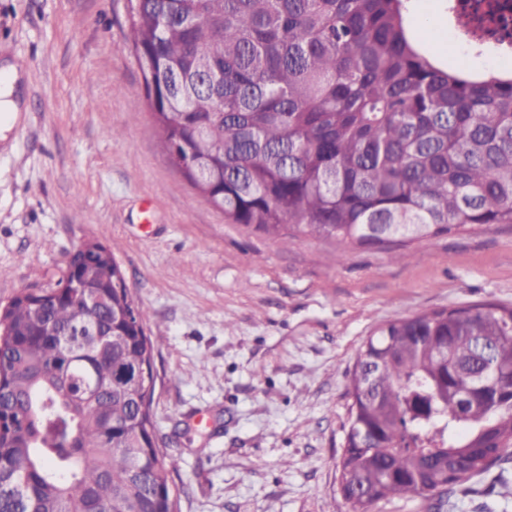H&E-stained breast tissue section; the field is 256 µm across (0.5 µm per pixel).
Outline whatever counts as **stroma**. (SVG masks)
I'll list each match as a JSON object with an SVG mask.
<instances>
[{"mask_svg":"<svg viewBox=\"0 0 512 512\" xmlns=\"http://www.w3.org/2000/svg\"><path fill=\"white\" fill-rule=\"evenodd\" d=\"M415 11L449 65H512L459 41L445 0ZM16 53L32 69L0 138V308L103 243L156 344L152 413L180 512H350L340 460L364 341L418 312L512 307V224L361 245L232 223L162 149L128 0H0V65ZM504 482L512 456L453 512H512Z\"/></svg>","mask_w":512,"mask_h":512,"instance_id":"obj_1","label":"stroma"}]
</instances>
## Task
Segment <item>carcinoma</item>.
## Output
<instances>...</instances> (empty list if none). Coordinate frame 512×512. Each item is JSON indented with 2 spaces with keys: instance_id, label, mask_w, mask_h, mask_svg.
Here are the masks:
<instances>
[{
  "instance_id": "carcinoma-1",
  "label": "carcinoma",
  "mask_w": 512,
  "mask_h": 512,
  "mask_svg": "<svg viewBox=\"0 0 512 512\" xmlns=\"http://www.w3.org/2000/svg\"><path fill=\"white\" fill-rule=\"evenodd\" d=\"M170 162L237 224L362 245L512 224V73L431 55L413 0H130ZM82 296L100 302L89 305ZM120 265L85 243L3 307L0 512H179L153 441V345ZM375 373L365 389L364 367ZM340 461L352 512L450 499L512 448V308L369 336ZM369 512H448V504L438 509L437 497L395 496L373 504Z\"/></svg>"
}]
</instances>
